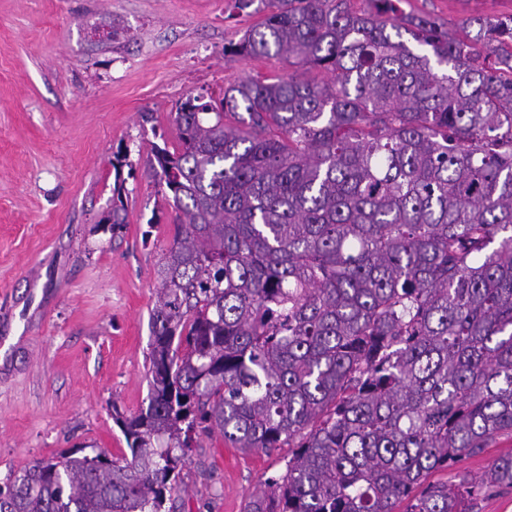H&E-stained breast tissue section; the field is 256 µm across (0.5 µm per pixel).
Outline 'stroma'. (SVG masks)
I'll list each match as a JSON object with an SVG mask.
<instances>
[{
	"label": "stroma",
	"mask_w": 512,
	"mask_h": 512,
	"mask_svg": "<svg viewBox=\"0 0 512 512\" xmlns=\"http://www.w3.org/2000/svg\"><path fill=\"white\" fill-rule=\"evenodd\" d=\"M233 0H0V483L73 448L118 457L114 412L148 393L149 313L174 212L144 174L156 138L179 143L186 94L326 73L225 53L256 15ZM450 30L512 0H406ZM151 113L143 122V113ZM135 169L127 222L112 208L113 155ZM283 452L243 453L221 435L192 449L175 512H242Z\"/></svg>",
	"instance_id": "35a3bbf8"
}]
</instances>
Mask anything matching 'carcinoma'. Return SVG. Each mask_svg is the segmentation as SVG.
<instances>
[{
  "label": "carcinoma",
  "instance_id": "cac0c4a2",
  "mask_svg": "<svg viewBox=\"0 0 512 512\" xmlns=\"http://www.w3.org/2000/svg\"><path fill=\"white\" fill-rule=\"evenodd\" d=\"M402 0H234L224 52L331 75L188 94L145 170L175 211L156 271L149 390L129 454L69 451L0 512H165L217 432L288 449L243 512H475L512 488V15L460 37ZM114 155L112 231L127 223ZM512 453V439L497 438L492 442L490 448H485L484 453L463 459L454 472L435 471L432 473L430 480L436 482H446L456 472L468 473L470 477H478L485 470L488 463L501 455Z\"/></svg>",
  "mask_w": 512,
  "mask_h": 512
}]
</instances>
